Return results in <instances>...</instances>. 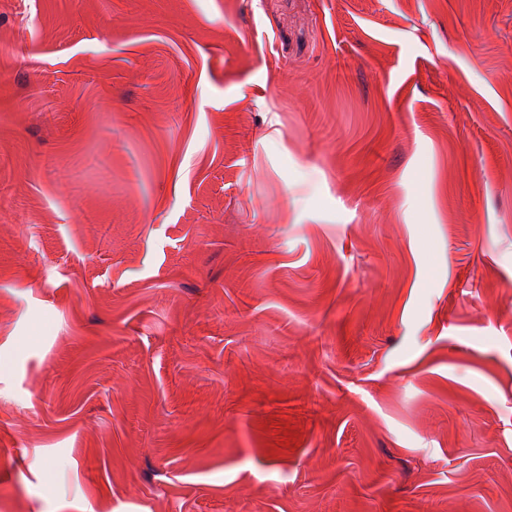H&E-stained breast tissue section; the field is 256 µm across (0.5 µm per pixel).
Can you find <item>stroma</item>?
<instances>
[{
	"label": "stroma",
	"mask_w": 512,
	"mask_h": 512,
	"mask_svg": "<svg viewBox=\"0 0 512 512\" xmlns=\"http://www.w3.org/2000/svg\"><path fill=\"white\" fill-rule=\"evenodd\" d=\"M0 512H512V0H0Z\"/></svg>",
	"instance_id": "1"
}]
</instances>
